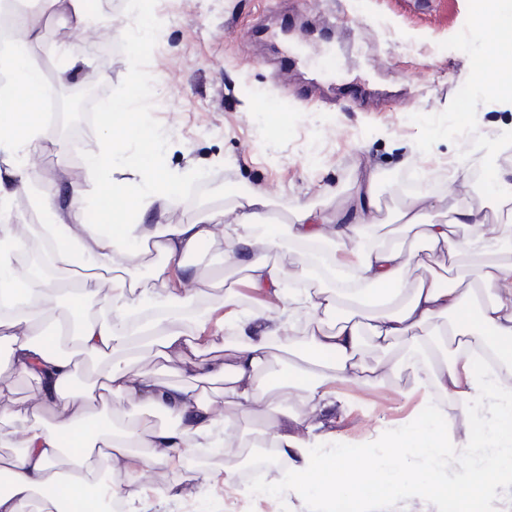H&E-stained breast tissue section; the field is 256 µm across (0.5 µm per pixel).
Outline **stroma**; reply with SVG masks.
<instances>
[{
    "instance_id": "stroma-1",
    "label": "stroma",
    "mask_w": 512,
    "mask_h": 512,
    "mask_svg": "<svg viewBox=\"0 0 512 512\" xmlns=\"http://www.w3.org/2000/svg\"><path fill=\"white\" fill-rule=\"evenodd\" d=\"M91 5L100 25L112 30L103 57L92 50L89 30L74 28L59 7L47 0L24 6L40 34L35 52L50 73L72 67L73 79L95 83L101 94L87 107L92 118L80 138L41 140L30 158L31 189L11 202L18 223L37 215L35 196L52 182L88 184L77 151L95 152L115 138L122 146L113 170L134 163L135 143L96 119L127 94L131 123L159 134L157 168L178 196L166 213L172 224L194 222L252 192L270 199V225L289 223L301 203L335 212L365 154L378 162L386 184L379 233L389 241H414L387 221L409 196L428 194L433 222L452 203L448 181L432 172L441 160L466 161L470 183L461 202L491 203L484 154L493 145L512 150V103L475 83L485 41L473 23L474 0H156L147 25L137 0ZM285 16L306 61L281 79L278 32ZM329 48L339 63L331 84L314 66ZM196 262L201 276L215 283L201 297L208 308L222 310L224 284L243 290L238 274L215 264L211 252ZM414 385L408 371L375 386L337 381L335 404L320 416L323 429L336 447L374 449L377 463L386 464L387 436L414 417L422 398ZM271 406L298 409L275 391L249 410L216 402L215 417L249 447L269 426ZM245 465L238 455L152 468L149 484L190 479L196 494L185 502H148V512H321L317 498L277 493L286 480L279 466L241 494ZM228 468L237 483H212Z\"/></svg>"
}]
</instances>
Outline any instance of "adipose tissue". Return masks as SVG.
Returning <instances> with one entry per match:
<instances>
[{
  "mask_svg": "<svg viewBox=\"0 0 512 512\" xmlns=\"http://www.w3.org/2000/svg\"><path fill=\"white\" fill-rule=\"evenodd\" d=\"M475 26L487 39L485 59L499 76L498 98L512 102V0H478ZM14 36L0 50V149L26 154L41 139L44 117L36 105L50 86L32 52L39 38L22 11L14 13ZM138 160L123 178L112 175V155L119 147L108 140L86 159L96 177L98 223L82 224L77 208L84 190L73 183L53 184L37 204L48 216L38 230L0 225V288L22 309L0 318V446L20 433V452L0 456V512H99L108 493L110 473L142 476L155 466H175L190 448L214 444V402L248 409L264 402L269 389L281 394L300 391L304 414L294 421L304 433L287 427L262 431L260 440L276 449L288 479L281 490L297 498L316 493L326 507L340 502L398 508L420 503L435 512H489L487 498L498 487L512 485V387L484 358L494 348L502 363L512 365V164L489 162L494 206L491 212L472 205H451L439 224L425 223L427 195L411 197L396 214L397 223L419 229L425 252L378 243L373 228L382 192L377 165L360 160L347 198L351 223L312 205L298 206L291 223L275 228L258 223L267 208L264 195H240L224 211L190 224H169L166 210L176 198L174 186L155 166L157 134L149 126H129ZM501 226L500 239L485 235L487 219ZM315 243L322 270H308L305 288L284 293L288 273L270 260L269 252L285 239ZM210 248L237 273L251 292L252 309H244L234 288L224 292L222 327L233 345L217 351L207 334L212 313L195 308L207 283L191 257ZM154 251L162 261L153 285L111 274L121 257L141 260ZM47 255L57 271L84 269L66 313L74 321L79 352L110 356L114 363L99 390H75L74 355L57 338L60 322H48L45 302L61 289L58 279L33 276L22 257ZM447 258L449 266L472 261L474 276L466 286L429 266V255ZM178 267H171V260ZM427 268L413 283L402 274L409 266ZM329 288H320L321 279ZM306 312L305 357L308 369L284 370L275 383L261 375L274 351L291 352V334L299 312ZM381 352L375 364L361 363L365 342ZM402 352H394L396 342ZM171 372L186 376L183 384L154 381L148 373L130 372L121 361L135 358L141 346ZM451 348L453 362L441 361ZM411 370L419 389L433 386L450 392L462 404L460 420L428 421L433 404L422 407L417 421L390 434L388 467L377 466L368 448L324 449L314 414L328 406L336 380L349 377L372 385L383 375ZM25 373L39 388L31 399L17 401L8 377ZM218 379L224 387L212 399L198 382ZM132 403L137 413L122 427L100 423L96 407L113 397ZM498 415L499 445L488 451L485 438L470 425L477 411ZM171 416L167 425L152 421L155 413ZM468 441L457 445L459 426Z\"/></svg>",
  "mask_w": 512,
  "mask_h": 512,
  "instance_id": "adipose-tissue-1",
  "label": "adipose tissue"
}]
</instances>
